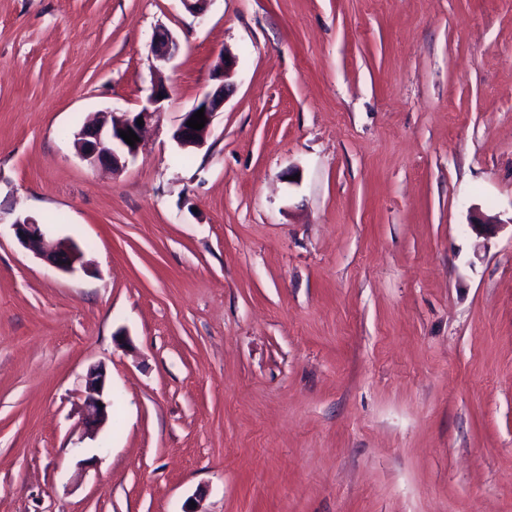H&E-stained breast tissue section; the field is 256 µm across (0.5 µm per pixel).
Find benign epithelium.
<instances>
[{"instance_id": "benign-epithelium-1", "label": "benign epithelium", "mask_w": 512, "mask_h": 512, "mask_svg": "<svg viewBox=\"0 0 512 512\" xmlns=\"http://www.w3.org/2000/svg\"><path fill=\"white\" fill-rule=\"evenodd\" d=\"M178 49V44L170 32L158 29L151 39V50L159 61H168ZM236 64L233 57L220 59L213 70L212 78L218 82L210 92L191 109L184 112L173 137L183 147L198 148L205 143V136L211 128L214 117L224 107L229 88L224 83L225 71ZM161 100L158 95L150 96L146 104L136 112L111 113V120L100 124L83 127L76 133L80 145L81 156L91 164H103L112 168H121L124 161L137 155L141 142L129 145L120 136V132L129 129L137 136H142L144 127L158 119L162 112ZM204 110L205 126L196 130L186 125L198 110ZM143 120L144 125L137 124ZM504 222L496 216H485L472 224V228L480 235L494 234ZM16 238L20 245L41 257L51 267L71 273L76 267H85L84 253L74 241L68 239L58 246L48 249L45 246V233L42 224L31 216L18 218L13 223ZM87 397L81 406L82 421L86 434L94 438L98 431L112 418V397L107 390L106 373L100 368L91 369L85 380Z\"/></svg>"}]
</instances>
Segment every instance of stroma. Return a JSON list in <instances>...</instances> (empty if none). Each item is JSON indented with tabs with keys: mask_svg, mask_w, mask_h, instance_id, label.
Returning a JSON list of instances; mask_svg holds the SVG:
<instances>
[{
	"mask_svg": "<svg viewBox=\"0 0 512 512\" xmlns=\"http://www.w3.org/2000/svg\"><path fill=\"white\" fill-rule=\"evenodd\" d=\"M160 82L135 159L80 157ZM476 208L512 218V0H0V512H512V230ZM178 49V44L170 32L159 29L154 32L151 39V50L158 61H168ZM224 56L220 59L212 74L213 80L218 81L219 84L210 92L204 94L197 104L188 111L183 112L181 116L180 124L175 130L173 137L182 147H201L205 143V136L211 128L215 115L224 107V102L229 92V88L224 83V74L226 70L236 64L234 57L224 59ZM202 107H205V126L201 130L192 129L187 126L186 122ZM44 225L31 216L17 218L12 224L20 245L34 255L42 257L51 267L67 273L74 272L77 265L84 268L87 265L84 253L71 239L61 242L55 248H46L42 228ZM85 387L88 395L81 406V416L86 434L95 438L112 418V397L107 390L106 373L101 368L91 369L86 376ZM98 402L102 403V407Z\"/></svg>",
	"mask_w": 512,
	"mask_h": 512,
	"instance_id": "35a3bbf8",
	"label": "stroma"
}]
</instances>
